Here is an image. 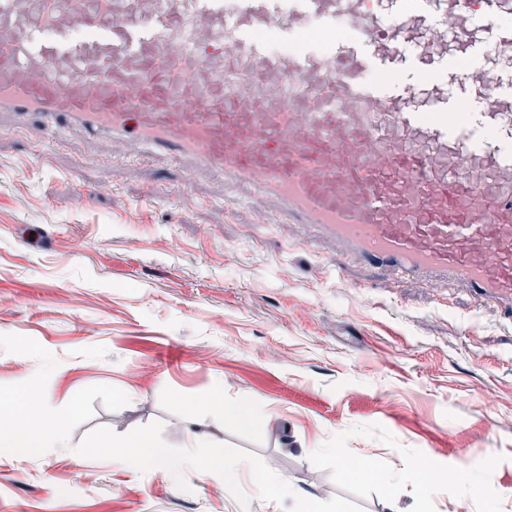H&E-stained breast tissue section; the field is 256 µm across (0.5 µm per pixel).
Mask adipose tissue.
Wrapping results in <instances>:
<instances>
[{"label":"adipose tissue","mask_w":512,"mask_h":512,"mask_svg":"<svg viewBox=\"0 0 512 512\" xmlns=\"http://www.w3.org/2000/svg\"><path fill=\"white\" fill-rule=\"evenodd\" d=\"M25 421L13 424L7 417H0V452L12 456L28 458L40 453L49 446L60 448L68 445V409L49 410L44 395L33 393L23 401ZM191 456H184L182 461H175L169 448L151 436L142 435L125 444L119 457L120 465L137 471L145 467H164L171 472H178L181 464L191 463ZM208 469L224 474V483L228 487H238L242 471L251 474L252 486L268 494L273 504H281L284 499L297 498L298 492L292 480L279 478L269 480L263 473L256 470L253 463H226L222 454L211 455L205 462Z\"/></svg>","instance_id":"obj_1"}]
</instances>
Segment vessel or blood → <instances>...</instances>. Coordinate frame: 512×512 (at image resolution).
I'll return each instance as SVG.
<instances>
[{
    "instance_id": "obj_1",
    "label": "vessel or blood",
    "mask_w": 512,
    "mask_h": 512,
    "mask_svg": "<svg viewBox=\"0 0 512 512\" xmlns=\"http://www.w3.org/2000/svg\"><path fill=\"white\" fill-rule=\"evenodd\" d=\"M502 53L512 0H0V123L208 170L512 324V74L486 80Z\"/></svg>"
}]
</instances>
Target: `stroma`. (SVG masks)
I'll use <instances>...</instances> for the list:
<instances>
[{
	"instance_id": "1",
	"label": "stroma",
	"mask_w": 512,
	"mask_h": 512,
	"mask_svg": "<svg viewBox=\"0 0 512 512\" xmlns=\"http://www.w3.org/2000/svg\"><path fill=\"white\" fill-rule=\"evenodd\" d=\"M336 251L128 141L75 127L45 155L0 126V393L71 410L69 447L0 457V512H270L199 468L214 451L325 512H512V328L464 290L335 269ZM209 396L268 423L193 409ZM189 425L210 447L188 449ZM145 433L196 465L173 479L75 454ZM338 448L378 479L346 476ZM222 411L224 418L236 422L238 424L260 428L267 422V417L255 410L252 405L245 400L224 403L222 402Z\"/></svg>"
}]
</instances>
